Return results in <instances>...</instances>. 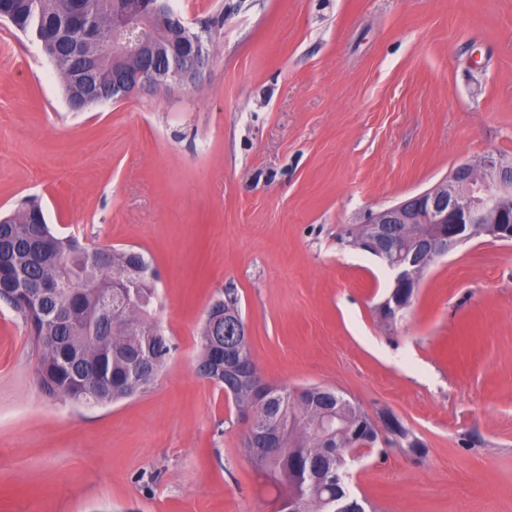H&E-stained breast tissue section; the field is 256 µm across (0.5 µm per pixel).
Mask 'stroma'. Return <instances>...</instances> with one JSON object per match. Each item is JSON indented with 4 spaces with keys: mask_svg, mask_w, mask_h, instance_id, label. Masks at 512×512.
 Returning a JSON list of instances; mask_svg holds the SVG:
<instances>
[{
    "mask_svg": "<svg viewBox=\"0 0 512 512\" xmlns=\"http://www.w3.org/2000/svg\"><path fill=\"white\" fill-rule=\"evenodd\" d=\"M171 5L224 19L197 89L81 112L40 44L0 20V215L35 196L56 234L141 251L178 346L148 393L76 405L40 390L0 302V512H277L196 372L229 289L268 383L335 388L425 442L349 461L375 512H512V242L436 260L388 325L386 269L341 240L461 162L512 158V0Z\"/></svg>",
    "mask_w": 512,
    "mask_h": 512,
    "instance_id": "stroma-1",
    "label": "stroma"
}]
</instances>
